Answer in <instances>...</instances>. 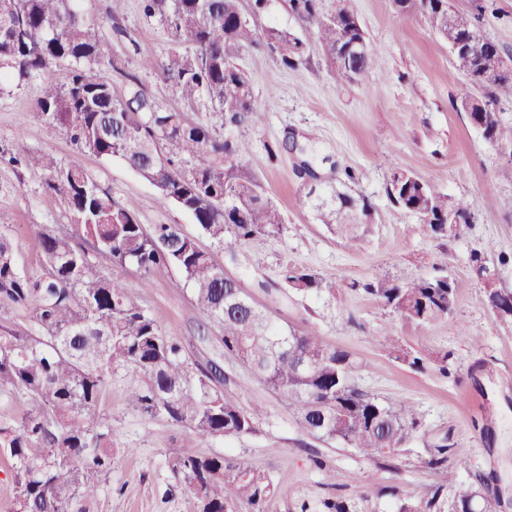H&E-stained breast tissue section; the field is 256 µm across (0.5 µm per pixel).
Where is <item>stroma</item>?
Segmentation results:
<instances>
[{"instance_id": "obj_1", "label": "stroma", "mask_w": 512, "mask_h": 512, "mask_svg": "<svg viewBox=\"0 0 512 512\" xmlns=\"http://www.w3.org/2000/svg\"><path fill=\"white\" fill-rule=\"evenodd\" d=\"M111 6L112 0L82 4L104 26L117 22L126 31L108 40L122 70L116 89H123L127 72L162 107L192 121L205 118V107L185 106L159 67L175 47L160 19L145 17L140 0H124L116 18ZM453 6L476 17L483 33L512 56V0H453ZM352 9L376 51L371 73L353 83L336 82L312 27L292 12L289 0H267L264 12L255 15L259 28L291 32L308 46L294 67L265 47L247 50L240 64L264 119L255 127L220 130L248 142V154L226 167L238 179L258 181L279 206L284 222L275 234L233 246L200 235L189 213L159 204L155 188L123 160L78 152L65 131H47L34 107L41 91L35 77L0 82V149L23 139L31 152L80 165L144 228L179 225L275 322L351 352L360 364L354 375L360 390L415 410L419 432L398 455L381 460L308 434L284 396L255 383L248 366L225 354L219 329L206 326L177 270L162 267L146 277L96 256L106 276L120 280L166 335L181 340L189 363L221 365L225 388L239 405L263 410L257 433L201 439L197 449L266 471L276 492L265 512H301L304 504L334 494L357 498L390 484L419 500L446 477L425 463L429 444L443 438L460 465L458 487H469L476 474L490 476L503 512H512V321L490 312L484 284L470 265L475 251L493 263L502 255L512 258V180L501 175V159L455 108L478 89L453 66L447 42L422 16L396 14L390 0H353ZM291 134L304 153L270 156L269 146ZM304 160L322 183L340 184L372 203L373 221L360 227L357 241L338 239L318 221L296 170ZM398 170L415 174L449 200L468 201L472 223L466 232L438 237L418 215L390 203L386 188ZM45 181L41 170L0 164V233L8 236L19 269L34 277L44 272L39 230L71 229L67 206L47 193ZM288 267L316 271L328 289L284 295L282 272ZM378 274L400 282L450 276L459 283L455 308L426 323L408 322L355 290V283ZM391 338L411 351L450 353V375L395 360L386 348ZM140 381L132 366L113 365L98 405L112 420L113 466L91 510L195 512L192 492L172 471L191 433L166 419L144 417L129 404L128 394Z\"/></svg>"}]
</instances>
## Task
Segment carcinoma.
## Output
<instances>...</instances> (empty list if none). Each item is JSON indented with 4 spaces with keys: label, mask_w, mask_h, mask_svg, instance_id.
I'll list each match as a JSON object with an SVG mask.
<instances>
[{
    "label": "carcinoma",
    "mask_w": 512,
    "mask_h": 512,
    "mask_svg": "<svg viewBox=\"0 0 512 512\" xmlns=\"http://www.w3.org/2000/svg\"><path fill=\"white\" fill-rule=\"evenodd\" d=\"M76 2L0 0V78H43L36 110L48 130H64L81 152L120 157L142 169L141 177L157 186L159 203L188 204L199 231L214 241L243 243L276 232L283 223L277 205L258 182L238 180L225 167L228 159L248 153V143L220 138L207 123L162 109L132 75L126 76L124 93H118L108 71L120 69L107 51L103 25ZM141 2L145 16L160 17L175 42L191 48L175 50L161 63L184 102L207 101L224 125L262 122L251 79L239 65L243 51L260 35L255 22L243 18L239 0ZM289 2L315 27L336 80L361 81L369 74L374 53L357 57L352 52L367 37L351 0H337L338 7L326 9L322 0ZM391 3L397 13L430 18L443 40L450 31L456 39L480 33L476 19L460 12L448 29V0ZM262 36L288 67L306 55V44L291 33L268 29ZM453 60L472 80L495 63L469 53H457ZM61 61L70 65V74L59 84L49 72ZM502 95L512 98V76L493 82L478 102L459 101L457 111L469 114L471 123L483 116L484 131L512 145V125L505 126L496 112ZM158 154L165 163L144 164ZM0 159L45 172L47 189L66 204L73 219L69 234L39 233L47 273L38 280L19 271L10 241L0 233V392L19 391L29 402L18 421L0 425V457L9 459L14 484L12 512H90L112 471V423L97 407L118 362L145 377L130 392L134 408L192 432L173 469L191 489L197 512H237L246 506L249 512H264L263 504L275 493L266 472L195 449L198 439L256 433L261 409L244 410L223 389L224 375L217 367L194 369L181 342L165 335L119 281L101 272L84 241L112 264L135 266L146 275L159 267L176 268L191 285L197 309L219 327L224 352L247 361L258 383L286 397L307 432L369 458L396 454L417 433L412 407L386 406L354 386L356 366L348 352L279 326L256 307L245 308L243 291L224 285V272L178 225L158 224L146 231L81 167L63 166L47 153L31 154L19 142ZM387 196L393 205L419 215L439 237L448 236V213L471 214L466 201L448 203L447 196L410 172L391 177ZM338 200L339 209L320 212L319 220L335 226L338 237L352 240L358 225L372 223V206L345 191ZM282 282L293 294L326 288L319 274L292 267L284 270ZM356 288L418 323L450 314L456 301V286L442 276L407 284L379 276ZM508 302L512 289L485 295L492 311ZM24 309L31 310L40 334L24 332L12 321L11 315ZM388 348L413 369L423 370L433 361L441 373L450 374L446 354L433 358L393 340ZM448 451V442L437 443L428 460L430 466L446 468V483L418 501L402 497L395 486L388 488L393 512H501L500 497L487 488L448 496L455 479ZM371 498L365 493L357 502L325 499L313 509L302 506L301 512H363Z\"/></svg>",
    "instance_id": "carcinoma-1"
}]
</instances>
